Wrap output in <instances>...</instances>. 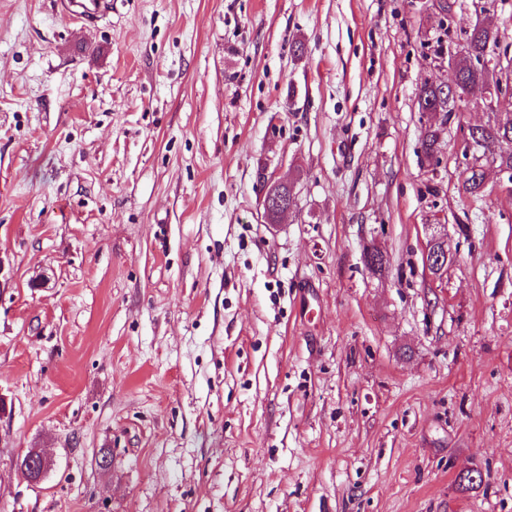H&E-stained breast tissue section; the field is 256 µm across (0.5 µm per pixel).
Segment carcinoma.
I'll return each instance as SVG.
<instances>
[{"label": "carcinoma", "mask_w": 512, "mask_h": 512, "mask_svg": "<svg viewBox=\"0 0 512 512\" xmlns=\"http://www.w3.org/2000/svg\"><path fill=\"white\" fill-rule=\"evenodd\" d=\"M499 45L498 31L489 26L474 27L466 32L464 54L455 64L454 82L466 86L477 84L486 88L497 85V81L489 80V76L497 68ZM417 104L422 113L440 112L446 121L451 117L448 96L440 84L421 85L417 92ZM479 138L483 142L482 154L489 155L499 169L512 171V100L505 101L503 108L493 113L491 123L480 127ZM440 150L438 130L431 128L422 143L424 158L431 162L437 158ZM483 165L484 162L476 161L467 168V175L460 187V192L476 203L484 197Z\"/></svg>", "instance_id": "obj_1"}]
</instances>
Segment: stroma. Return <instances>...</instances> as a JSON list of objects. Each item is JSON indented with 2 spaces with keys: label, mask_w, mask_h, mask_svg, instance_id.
Instances as JSON below:
<instances>
[{
  "label": "stroma",
  "mask_w": 512,
  "mask_h": 512,
  "mask_svg": "<svg viewBox=\"0 0 512 512\" xmlns=\"http://www.w3.org/2000/svg\"><path fill=\"white\" fill-rule=\"evenodd\" d=\"M479 22L512 48V0H0V512H512V173L459 192L483 107L420 152ZM417 104L420 112H442L443 119L447 123L451 117L448 109V96L443 92L441 84L424 83L417 92ZM283 182L279 181H267L265 184V190L262 197V206H263V217L265 219V213L274 211L279 217L284 211V214L288 213L289 210L294 209L297 206L298 195L295 187H293L291 198L288 201L287 197H279L275 196L272 192L269 193V189L273 186L282 184ZM266 221V219H265ZM267 223V221H266Z\"/></svg>",
  "instance_id": "obj_1"
}]
</instances>
